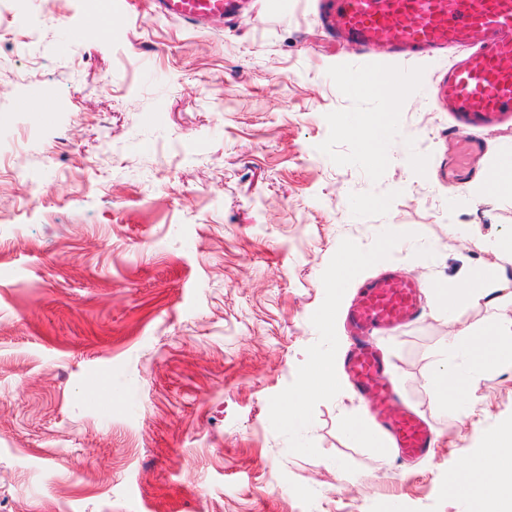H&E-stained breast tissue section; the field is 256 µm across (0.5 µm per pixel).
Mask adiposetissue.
<instances>
[{"mask_svg":"<svg viewBox=\"0 0 512 512\" xmlns=\"http://www.w3.org/2000/svg\"><path fill=\"white\" fill-rule=\"evenodd\" d=\"M429 296L435 309L454 313L468 305L484 304L497 308L495 320L485 325L481 335L471 326L453 322L448 334V350L456 354V362L440 361L431 371L436 401L444 406H458L459 389L468 392L469 413H476L482 399L480 381L489 371H512V316L500 313V306L512 302V278L501 261L484 262L474 278L451 288L430 286ZM338 386L334 357L314 353L302 389L291 399L285 414L296 420L310 393H329ZM449 482L469 486L479 484L484 495L499 504V512H512V428L488 437L479 464L449 475Z\"/></svg>","mask_w":512,"mask_h":512,"instance_id":"1","label":"adipose tissue"}]
</instances>
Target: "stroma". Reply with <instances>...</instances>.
<instances>
[{
    "label": "stroma",
    "instance_id": "35a3bbf8",
    "mask_svg": "<svg viewBox=\"0 0 512 512\" xmlns=\"http://www.w3.org/2000/svg\"><path fill=\"white\" fill-rule=\"evenodd\" d=\"M275 2L199 30L134 0L115 38L90 0H0V512H478L448 475L512 425V376L483 377L478 424L437 406L433 306L382 339L428 459L351 435L348 384L282 412L312 352L345 355L322 314L353 286L460 282L512 238V191L483 181L512 129L449 189L448 118L414 87L438 67L405 61L371 160L383 102L336 74L355 48Z\"/></svg>",
    "mask_w": 512,
    "mask_h": 512
}]
</instances>
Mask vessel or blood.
Wrapping results in <instances>:
<instances>
[{
	"mask_svg": "<svg viewBox=\"0 0 512 512\" xmlns=\"http://www.w3.org/2000/svg\"><path fill=\"white\" fill-rule=\"evenodd\" d=\"M243 0H153L157 14L196 28L231 22ZM320 25L329 39L354 45L368 68L344 71L353 88L400 84L395 69L371 65L378 48L391 62H440L451 47L469 55L442 66L425 91L451 121L442 132L448 144V185L457 189L470 176L469 161L483 143L480 131L512 122V0H317ZM426 287L386 270L362 283L345 316L352 344L344 359L346 376L364 398L379 427L377 440L408 459L430 455L435 434L427 419L398 397L379 337L416 322Z\"/></svg>",
	"mask_w": 512,
	"mask_h": 512,
	"instance_id": "1",
	"label": "vessel or blood"
}]
</instances>
